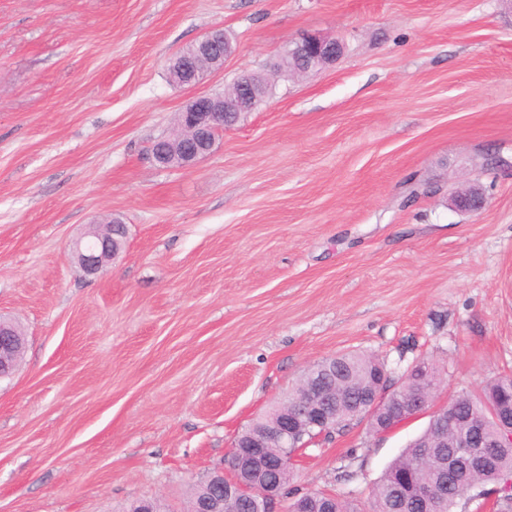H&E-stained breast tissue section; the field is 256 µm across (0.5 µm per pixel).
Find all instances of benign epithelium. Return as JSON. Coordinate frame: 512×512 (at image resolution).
Here are the masks:
<instances>
[{"label":"benign epithelium","instance_id":"benign-epithelium-1","mask_svg":"<svg viewBox=\"0 0 512 512\" xmlns=\"http://www.w3.org/2000/svg\"><path fill=\"white\" fill-rule=\"evenodd\" d=\"M194 62H205L215 70L223 66L224 58L231 52V46L224 37V31L214 29L201 40L194 43ZM342 51L340 42L334 39L306 35L296 41L285 57L299 58L301 68L298 72L305 75L336 61ZM183 54L173 60V71L181 85L196 86L204 70L195 69V74L183 78ZM267 80L253 73H244L235 81L232 90L221 96L195 95L181 110L182 122L189 132L194 145L172 153L165 149L152 151L155 161L163 166L186 167L205 156L212 149L217 135L233 124L244 112H252L266 95ZM455 208L467 213H478L487 204L483 189L478 185L470 186L465 192L452 198ZM122 248V242L113 233L103 234L94 229L88 239L77 245V261L89 276L99 274L104 266L115 258ZM24 347V337L16 332V325L0 319V378L13 373ZM389 392L376 389L363 395L361 414L377 434H384L395 428L376 420L384 405L388 402ZM278 421L271 428L255 426L250 435L235 440L233 447L247 448L249 452L242 458L250 459L260 467L279 473L288 468V456L273 452L275 448H286L295 439L305 436L315 439L326 433L331 426L332 416L327 407V395L323 386L310 375L292 396V404L276 406ZM212 486L230 496L242 497L256 495L260 500L261 512H303V506H290L288 498L281 491L279 480H269L254 488L251 483L236 475H224L217 472L209 477Z\"/></svg>","mask_w":512,"mask_h":512}]
</instances>
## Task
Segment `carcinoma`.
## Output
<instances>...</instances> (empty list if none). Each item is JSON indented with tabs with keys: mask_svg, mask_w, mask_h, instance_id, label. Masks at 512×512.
<instances>
[{
	"mask_svg": "<svg viewBox=\"0 0 512 512\" xmlns=\"http://www.w3.org/2000/svg\"><path fill=\"white\" fill-rule=\"evenodd\" d=\"M425 372L405 382L396 397L407 400L422 398L438 383L437 369L424 362ZM385 372V364L375 355L347 352L336 355L335 373L325 382L336 399V421L325 435L329 439L347 431L361 420L356 410L360 396L374 386L375 377ZM456 423L450 426L434 422L410 441L401 455L383 473L372 490L370 512H420L413 488L425 486L434 492L444 491L455 499V506L467 512L470 504L483 507L478 497L499 494L498 512H512V489L504 481L512 478V444L493 449L492 469L462 471L444 468L442 461L457 456L460 442L472 435L483 442L503 441L502 430L493 419L512 417V379L496 380L477 394L462 393L451 399ZM475 494H470L471 490Z\"/></svg>",
	"mask_w": 512,
	"mask_h": 512,
	"instance_id": "carcinoma-1",
	"label": "carcinoma"
}]
</instances>
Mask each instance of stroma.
Returning a JSON list of instances; mask_svg holds the SVG:
<instances>
[{
    "instance_id": "obj_1",
    "label": "stroma",
    "mask_w": 512,
    "mask_h": 512,
    "mask_svg": "<svg viewBox=\"0 0 512 512\" xmlns=\"http://www.w3.org/2000/svg\"><path fill=\"white\" fill-rule=\"evenodd\" d=\"M216 26L223 67L174 84ZM306 34L336 61L275 72ZM246 71L264 104L158 164L187 100ZM470 183L478 214L452 204ZM115 217L126 246L86 275L75 243ZM0 317L26 338L0 379V512H187L339 353L428 360L439 403L512 376V0H0ZM430 418L299 450L291 489L365 510Z\"/></svg>"
}]
</instances>
